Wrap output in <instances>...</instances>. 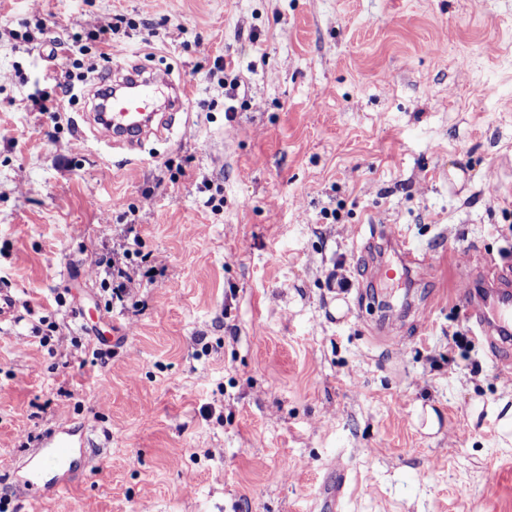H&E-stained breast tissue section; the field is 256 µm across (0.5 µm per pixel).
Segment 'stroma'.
Here are the masks:
<instances>
[{
  "label": "stroma",
  "mask_w": 512,
  "mask_h": 512,
  "mask_svg": "<svg viewBox=\"0 0 512 512\" xmlns=\"http://www.w3.org/2000/svg\"><path fill=\"white\" fill-rule=\"evenodd\" d=\"M131 62L189 91L136 151L84 119V75ZM131 222L166 270L114 303L97 263ZM387 225L430 270L377 289ZM491 259L512 271V0H0L9 512H321L342 468L337 512H512V383L456 301ZM74 426L30 507L20 464ZM510 401L511 398L506 397L499 401L494 407L495 415L500 416L498 420V431L501 437V442L505 446H507L508 443L512 445V406L509 405L507 410L503 412L507 403H510ZM84 446L83 437L78 436L75 430L60 428L40 448L33 449L18 476V485L24 497L35 504L73 474L75 450ZM50 473L54 475L47 479Z\"/></svg>",
  "instance_id": "stroma-1"
}]
</instances>
